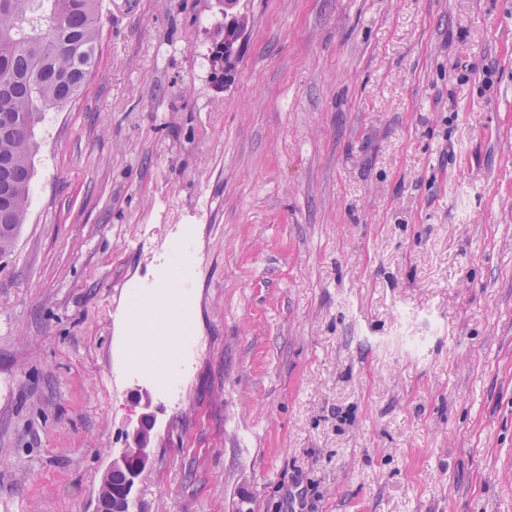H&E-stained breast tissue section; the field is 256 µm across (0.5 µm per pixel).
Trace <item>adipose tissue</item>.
<instances>
[{
	"label": "adipose tissue",
	"instance_id": "obj_1",
	"mask_svg": "<svg viewBox=\"0 0 512 512\" xmlns=\"http://www.w3.org/2000/svg\"><path fill=\"white\" fill-rule=\"evenodd\" d=\"M176 279H168L163 295L145 303L138 315L132 320V339L135 343L136 358L148 365H155L156 359L143 343L145 335L153 334L163 338L167 334L183 329L180 306L174 296Z\"/></svg>",
	"mask_w": 512,
	"mask_h": 512
}]
</instances>
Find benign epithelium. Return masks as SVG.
Returning <instances> with one entry per match:
<instances>
[{
  "mask_svg": "<svg viewBox=\"0 0 512 512\" xmlns=\"http://www.w3.org/2000/svg\"><path fill=\"white\" fill-rule=\"evenodd\" d=\"M234 0H224V31L216 44L224 61V82L234 76L243 41L246 38L249 21L235 11ZM134 408L138 409L136 422L127 434V443L123 451L112 457L109 470L105 473L97 496L96 512H127V504L131 499L140 476L153 461V450L156 420L152 411L153 399L151 392L137 386L131 391ZM123 469L128 474L124 489L112 490L108 479L112 471Z\"/></svg>",
  "mask_w": 512,
  "mask_h": 512,
  "instance_id": "7a95c632",
  "label": "benign epithelium"
}]
</instances>
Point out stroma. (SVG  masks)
Listing matches in <instances>:
<instances>
[{"instance_id": "obj_1", "label": "stroma", "mask_w": 512, "mask_h": 512, "mask_svg": "<svg viewBox=\"0 0 512 512\" xmlns=\"http://www.w3.org/2000/svg\"><path fill=\"white\" fill-rule=\"evenodd\" d=\"M102 0L0 256V512H95L151 390L130 512H512V0ZM185 241L188 325L132 359ZM235 0H225L224 2V31L216 46L222 53L224 61V85H226L234 76L235 67L238 63L243 41L246 38L249 21L238 12H228L234 9Z\"/></svg>"}]
</instances>
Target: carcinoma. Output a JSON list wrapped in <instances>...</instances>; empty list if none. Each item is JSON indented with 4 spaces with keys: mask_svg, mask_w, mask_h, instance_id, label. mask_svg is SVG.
Masks as SVG:
<instances>
[{
    "mask_svg": "<svg viewBox=\"0 0 512 512\" xmlns=\"http://www.w3.org/2000/svg\"><path fill=\"white\" fill-rule=\"evenodd\" d=\"M99 0H0V255L27 219L35 128L82 93L100 39Z\"/></svg>",
    "mask_w": 512,
    "mask_h": 512,
    "instance_id": "1",
    "label": "carcinoma"
}]
</instances>
